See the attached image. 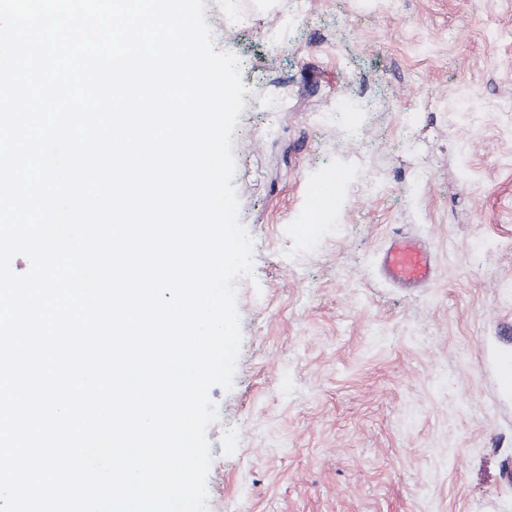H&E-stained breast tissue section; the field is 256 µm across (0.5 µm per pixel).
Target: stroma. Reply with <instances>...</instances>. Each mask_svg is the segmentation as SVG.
<instances>
[{
	"instance_id": "35a3bbf8",
	"label": "stroma",
	"mask_w": 512,
	"mask_h": 512,
	"mask_svg": "<svg viewBox=\"0 0 512 512\" xmlns=\"http://www.w3.org/2000/svg\"><path fill=\"white\" fill-rule=\"evenodd\" d=\"M205 4L247 88L233 183L253 243L233 385L209 392L208 512H512L493 365L512 351V0ZM345 95L371 104L359 143ZM326 178L339 200L304 232ZM398 231L432 285L382 277Z\"/></svg>"
}]
</instances>
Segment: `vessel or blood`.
I'll list each match as a JSON object with an SVG mask.
<instances>
[{
	"mask_svg": "<svg viewBox=\"0 0 512 512\" xmlns=\"http://www.w3.org/2000/svg\"><path fill=\"white\" fill-rule=\"evenodd\" d=\"M380 269L387 281L398 285H429L435 277L429 249L420 240L403 234L396 235L384 248Z\"/></svg>",
	"mask_w": 512,
	"mask_h": 512,
	"instance_id": "b4317fda",
	"label": "vessel or blood"
}]
</instances>
